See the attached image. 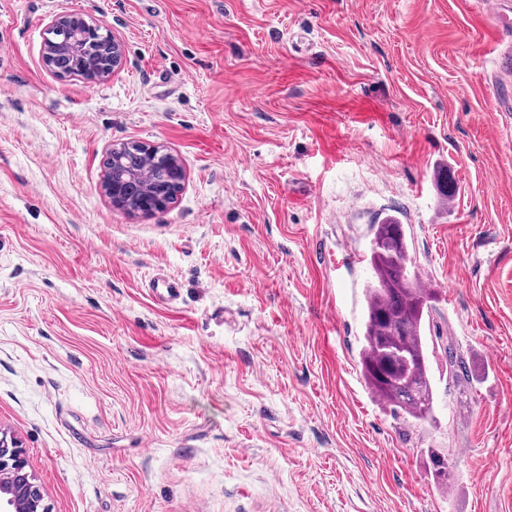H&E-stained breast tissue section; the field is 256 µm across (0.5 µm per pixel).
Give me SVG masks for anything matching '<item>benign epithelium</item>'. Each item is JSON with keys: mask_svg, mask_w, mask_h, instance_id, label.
<instances>
[{"mask_svg": "<svg viewBox=\"0 0 512 512\" xmlns=\"http://www.w3.org/2000/svg\"><path fill=\"white\" fill-rule=\"evenodd\" d=\"M43 57L50 61L63 54L74 63L72 74L78 79L100 81L119 70L124 62L123 41L111 31H102L99 21L90 16L64 14L54 17L47 25ZM152 154L166 157L173 176L172 184L181 183L182 168L162 147L145 144ZM146 182L144 174L121 173L119 182L111 185L113 204L120 208V193ZM27 462L17 442L0 437V512H47L42 496L26 471Z\"/></svg>", "mask_w": 512, "mask_h": 512, "instance_id": "7a95c632", "label": "benign epithelium"}]
</instances>
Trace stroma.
I'll list each match as a JSON object with an SVG mask.
<instances>
[{
	"label": "stroma",
	"mask_w": 512,
	"mask_h": 512,
	"mask_svg": "<svg viewBox=\"0 0 512 512\" xmlns=\"http://www.w3.org/2000/svg\"><path fill=\"white\" fill-rule=\"evenodd\" d=\"M63 13L119 35L122 68L47 67ZM496 46L462 0H0V434L49 512H512ZM132 141L183 169L151 215L103 191ZM389 214L431 286L433 424L361 374ZM160 274L178 304L150 294ZM428 454L432 466L430 467V472L436 488L441 491L448 489L450 472L452 470L448 459L434 448L428 449ZM441 458L445 460L443 470L438 467V461Z\"/></svg>",
	"instance_id": "stroma-1"
}]
</instances>
